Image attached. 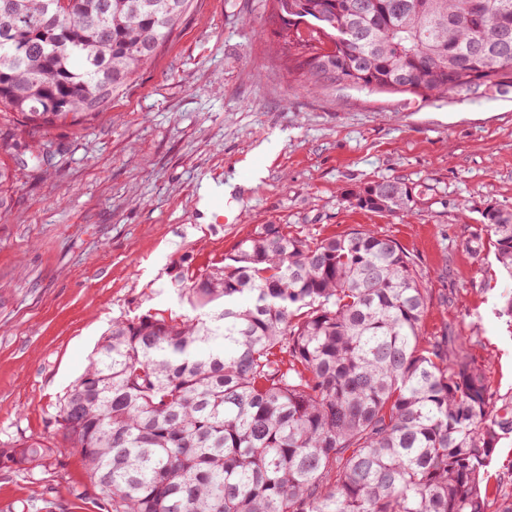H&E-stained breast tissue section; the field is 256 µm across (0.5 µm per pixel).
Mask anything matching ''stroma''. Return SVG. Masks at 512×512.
<instances>
[{"label": "stroma", "mask_w": 512, "mask_h": 512, "mask_svg": "<svg viewBox=\"0 0 512 512\" xmlns=\"http://www.w3.org/2000/svg\"><path fill=\"white\" fill-rule=\"evenodd\" d=\"M263 11V0H200L91 127L32 131L0 112L21 176L0 221V448L49 439L113 319L188 314L175 274L221 264L258 224L311 239L367 226L396 240L431 295L425 335L458 340L491 392L512 396V318L501 312L512 278L482 217L512 210V88L468 99L310 92ZM233 177L237 221L215 223ZM392 178L413 188L409 210L346 196ZM63 459L0 467V512H101L80 455L67 448Z\"/></svg>", "instance_id": "stroma-1"}]
</instances>
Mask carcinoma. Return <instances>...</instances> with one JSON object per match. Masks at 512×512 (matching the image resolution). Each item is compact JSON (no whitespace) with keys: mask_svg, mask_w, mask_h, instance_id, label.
I'll return each mask as SVG.
<instances>
[{"mask_svg":"<svg viewBox=\"0 0 512 512\" xmlns=\"http://www.w3.org/2000/svg\"><path fill=\"white\" fill-rule=\"evenodd\" d=\"M370 4L363 12L360 2ZM196 0H0V106L37 131L91 125L160 53ZM265 0L334 38L293 58L305 83L446 98L512 87L497 28L512 0ZM19 180L0 158V218ZM347 196L392 213L413 201L398 179ZM512 278V211L483 214ZM196 312L116 319L53 417V442L0 448V465L82 457L106 512H512L489 467L512 437V396L446 336L411 257L370 228L322 240L258 224L224 262L180 274Z\"/></svg>","mask_w":512,"mask_h":512,"instance_id":"obj_1","label":"carcinoma"}]
</instances>
